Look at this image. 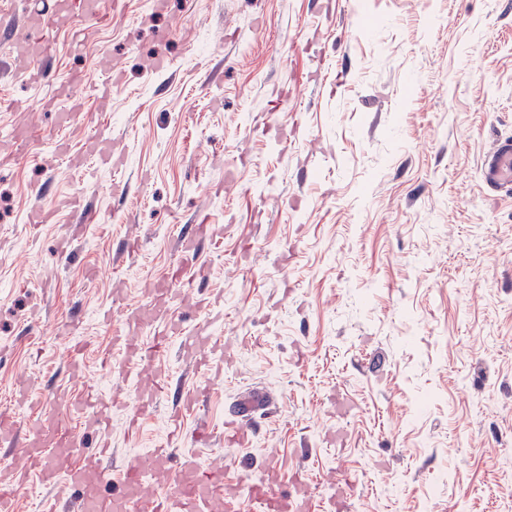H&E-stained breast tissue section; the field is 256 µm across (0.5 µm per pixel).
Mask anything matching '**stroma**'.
Returning a JSON list of instances; mask_svg holds the SVG:
<instances>
[{
	"label": "stroma",
	"mask_w": 512,
	"mask_h": 512,
	"mask_svg": "<svg viewBox=\"0 0 512 512\" xmlns=\"http://www.w3.org/2000/svg\"><path fill=\"white\" fill-rule=\"evenodd\" d=\"M55 9L0 0V411L31 427L21 382L47 415L114 396L119 459L164 441L173 398L131 441L147 382L102 358L154 335L151 290L180 267L170 309L223 373L175 345L169 382L218 426L251 389L275 397L249 445L203 462L234 482L276 462L313 512H512V197L481 182L512 136V0H118L55 29L35 85L9 69L17 28ZM200 222L221 245L181 255Z\"/></svg>",
	"instance_id": "1"
}]
</instances>
